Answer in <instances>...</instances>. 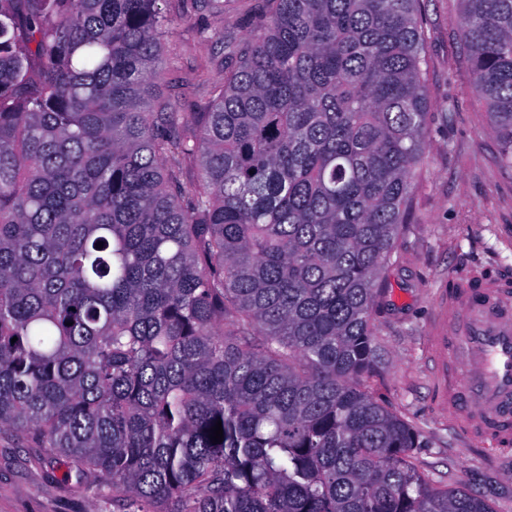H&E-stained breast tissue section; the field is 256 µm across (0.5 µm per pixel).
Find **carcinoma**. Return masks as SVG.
I'll return each mask as SVG.
<instances>
[{"label": "carcinoma", "instance_id": "cac0c4a2", "mask_svg": "<svg viewBox=\"0 0 512 512\" xmlns=\"http://www.w3.org/2000/svg\"><path fill=\"white\" fill-rule=\"evenodd\" d=\"M164 2L0 0V427L122 512H495L366 383L424 151L419 0H270L182 140ZM462 2L511 174L512 0Z\"/></svg>", "mask_w": 512, "mask_h": 512}]
</instances>
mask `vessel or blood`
<instances>
[{
    "label": "vessel or blood",
    "mask_w": 512,
    "mask_h": 512,
    "mask_svg": "<svg viewBox=\"0 0 512 512\" xmlns=\"http://www.w3.org/2000/svg\"><path fill=\"white\" fill-rule=\"evenodd\" d=\"M436 302L428 351L441 407L464 437L512 443V282L455 271Z\"/></svg>",
    "instance_id": "obj_1"
}]
</instances>
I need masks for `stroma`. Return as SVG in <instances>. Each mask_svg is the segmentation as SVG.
Here are the masks:
<instances>
[{
	"instance_id": "obj_1",
	"label": "stroma",
	"mask_w": 512,
	"mask_h": 512,
	"mask_svg": "<svg viewBox=\"0 0 512 512\" xmlns=\"http://www.w3.org/2000/svg\"><path fill=\"white\" fill-rule=\"evenodd\" d=\"M258 0H224L223 12L203 0H169L161 92L194 134L211 85L224 76V31L249 38ZM461 0H420L429 102L423 160L416 169L413 210L387 269L374 316L381 368L368 384L374 395L414 424L423 472L461 482L496 512H512V449L464 439L437 405L427 340L438 294L453 271L491 266L512 272V176L497 161L498 140L487 108L468 87V52L459 41ZM0 512H113L108 499L49 465L25 435L0 429Z\"/></svg>"
}]
</instances>
